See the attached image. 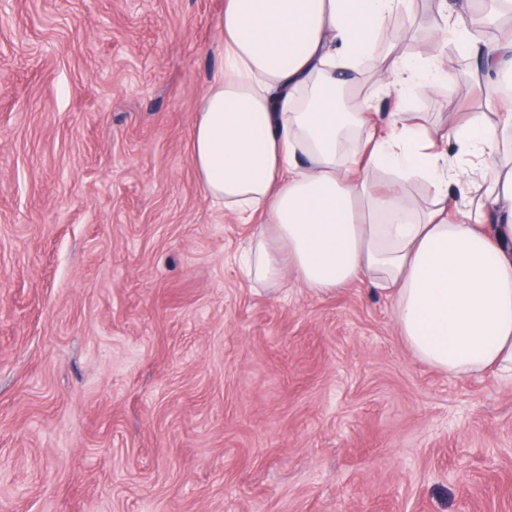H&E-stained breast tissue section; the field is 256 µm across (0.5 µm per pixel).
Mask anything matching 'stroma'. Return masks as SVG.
<instances>
[{
	"instance_id": "35a3bbf8",
	"label": "stroma",
	"mask_w": 512,
	"mask_h": 512,
	"mask_svg": "<svg viewBox=\"0 0 512 512\" xmlns=\"http://www.w3.org/2000/svg\"><path fill=\"white\" fill-rule=\"evenodd\" d=\"M224 0H0V512H512V384L417 360L359 282L234 261L190 143ZM389 61L441 42L414 0ZM406 105L487 109L474 60Z\"/></svg>"
}]
</instances>
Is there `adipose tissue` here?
Returning a JSON list of instances; mask_svg holds the SVG:
<instances>
[{
    "label": "adipose tissue",
    "mask_w": 512,
    "mask_h": 512,
    "mask_svg": "<svg viewBox=\"0 0 512 512\" xmlns=\"http://www.w3.org/2000/svg\"><path fill=\"white\" fill-rule=\"evenodd\" d=\"M405 2L224 0V66L194 119L192 164L206 196L253 225L236 257L251 281L319 295L369 282L414 357L512 381V164L494 161L512 147V111L432 131L336 96L367 60L401 103L417 82L446 81L440 46L381 56ZM441 19L478 70L512 78V35L478 39L472 0Z\"/></svg>",
    "instance_id": "ef3b65f1"
}]
</instances>
